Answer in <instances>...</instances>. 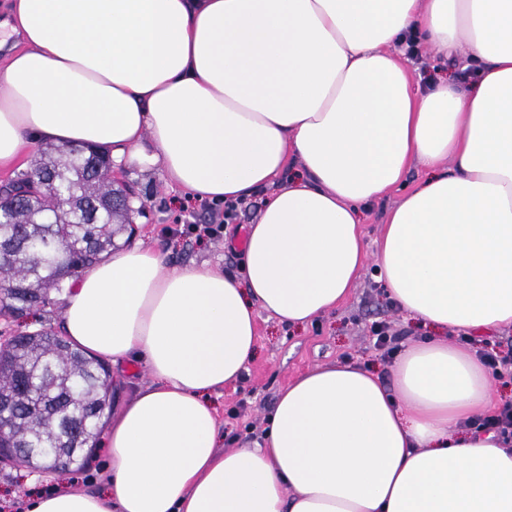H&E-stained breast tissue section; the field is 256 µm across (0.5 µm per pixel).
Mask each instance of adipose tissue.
I'll list each match as a JSON object with an SVG mask.
<instances>
[{
    "mask_svg": "<svg viewBox=\"0 0 512 512\" xmlns=\"http://www.w3.org/2000/svg\"><path fill=\"white\" fill-rule=\"evenodd\" d=\"M410 38L467 46L474 76L420 87L389 51ZM38 143L110 149L200 202L268 195L241 274L169 273L137 242L73 279L63 335L152 382L107 419L105 492L28 512H512V438L468 425L493 408L487 370L447 339L512 327V0H5L0 170ZM415 163L379 276L437 335L389 386L350 363L297 376L261 441L219 450L211 397L246 370L259 312L335 310L363 206Z\"/></svg>",
    "mask_w": 512,
    "mask_h": 512,
    "instance_id": "ef3b65f1",
    "label": "adipose tissue"
}]
</instances>
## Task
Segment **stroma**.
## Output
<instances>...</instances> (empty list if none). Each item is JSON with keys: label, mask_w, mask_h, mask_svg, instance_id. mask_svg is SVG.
I'll use <instances>...</instances> for the list:
<instances>
[{"label": "stroma", "mask_w": 512, "mask_h": 512, "mask_svg": "<svg viewBox=\"0 0 512 512\" xmlns=\"http://www.w3.org/2000/svg\"><path fill=\"white\" fill-rule=\"evenodd\" d=\"M426 175L423 168L412 167L402 189L368 207L361 231L367 246L363 270L347 299L318 321L288 326L267 314L257 320V349L246 371L233 386L214 396L223 438L221 448L246 445L259 439L278 392L293 378L319 366L341 361L373 363L384 381H391L390 360L374 346L371 327L387 323L392 332L401 334L402 345L416 344L429 333L406 318L393 303L378 278V246L389 209L400 199L403 190L413 188ZM133 191L134 211L131 221L136 240L162 247L167 252L166 267L176 271L192 264L208 263L220 271L236 270L244 248L249 224L255 223L263 205V194H255L238 211L234 224L228 225L220 239H199L178 235L187 218L203 224L208 213L201 202L165 186L158 172H126ZM51 305L31 312L22 321L0 317V337L20 331L35 332L43 328L58 329L63 316L64 297L53 294ZM105 456L92 454L84 467L44 472L32 468L0 470V512H26L31 500L62 482L84 483L96 491L97 479Z\"/></svg>", "instance_id": "stroma-1"}]
</instances>
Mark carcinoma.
Returning a JSON list of instances; mask_svg holds the SVG:
<instances>
[{
	"mask_svg": "<svg viewBox=\"0 0 512 512\" xmlns=\"http://www.w3.org/2000/svg\"><path fill=\"white\" fill-rule=\"evenodd\" d=\"M109 155L94 148L50 147L30 170L0 186V316L14 321L44 307L50 292H63L69 280L120 246L127 231L121 221L131 209L112 208ZM49 174L69 205L42 185ZM0 349V394L13 400L10 428L0 433L1 448H53L81 465L88 456L74 451L99 439L101 422L112 408V378L105 363L86 355L50 329L21 332Z\"/></svg>",
	"mask_w": 512,
	"mask_h": 512,
	"instance_id": "carcinoma-1",
	"label": "carcinoma"
}]
</instances>
